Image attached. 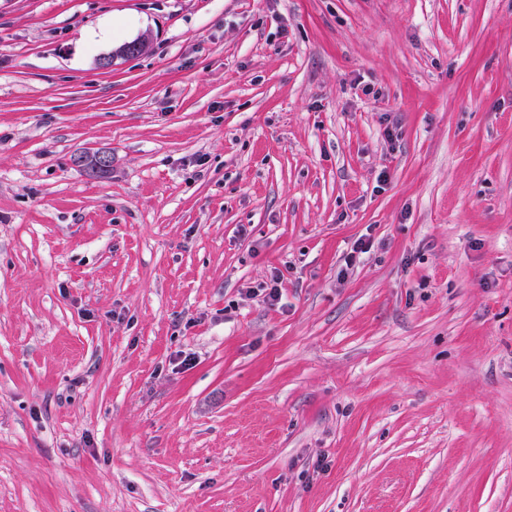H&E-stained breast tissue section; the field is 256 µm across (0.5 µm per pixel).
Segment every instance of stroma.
<instances>
[{"instance_id":"1","label":"stroma","mask_w":512,"mask_h":512,"mask_svg":"<svg viewBox=\"0 0 512 512\" xmlns=\"http://www.w3.org/2000/svg\"><path fill=\"white\" fill-rule=\"evenodd\" d=\"M0 512H512V0H0ZM77 163L88 173L96 177H105L112 173V154L107 151H94L80 155Z\"/></svg>"}]
</instances>
